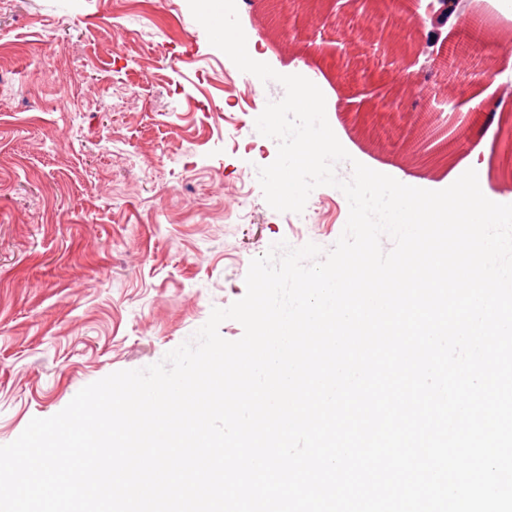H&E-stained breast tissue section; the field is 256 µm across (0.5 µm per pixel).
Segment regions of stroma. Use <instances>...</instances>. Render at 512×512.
I'll list each match as a JSON object with an SVG mask.
<instances>
[{"mask_svg":"<svg viewBox=\"0 0 512 512\" xmlns=\"http://www.w3.org/2000/svg\"><path fill=\"white\" fill-rule=\"evenodd\" d=\"M265 9L237 0L257 61L321 72L341 100L327 120L359 162L439 183L475 152L504 164L512 103L484 72L505 68L512 46L481 44L461 71L438 59L415 74L421 93L402 96V112L434 113L457 137L435 162L403 141L378 147L392 115L377 106L403 57L370 43L344 57L325 26L281 40L255 22ZM243 78L188 0H0V445L84 386L160 361L245 295L251 260L273 243L327 249L342 234L349 207L335 187L313 190L314 224L266 203L257 169L277 148L255 120L284 88L239 97ZM473 94L484 121L454 107ZM226 185L243 195L229 219Z\"/></svg>","mask_w":512,"mask_h":512,"instance_id":"stroma-1","label":"stroma"}]
</instances>
